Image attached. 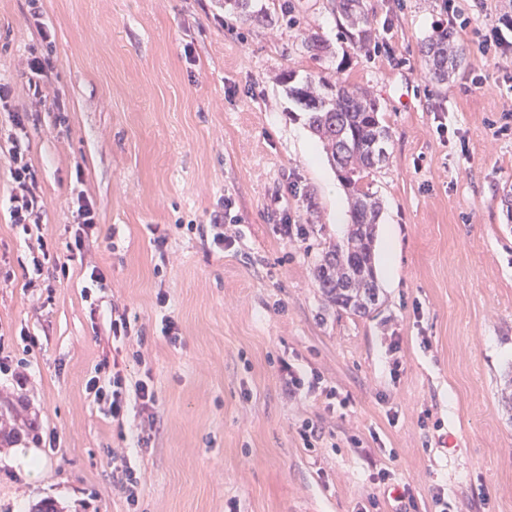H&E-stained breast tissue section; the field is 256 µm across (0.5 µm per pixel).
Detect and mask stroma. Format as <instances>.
I'll use <instances>...</instances> for the list:
<instances>
[{
  "label": "stroma",
  "mask_w": 512,
  "mask_h": 512,
  "mask_svg": "<svg viewBox=\"0 0 512 512\" xmlns=\"http://www.w3.org/2000/svg\"><path fill=\"white\" fill-rule=\"evenodd\" d=\"M364 4L377 38L356 50L334 0H251L250 20L224 0H0V82L27 115L20 132L0 123V200L13 134L43 200L30 236L0 209V358L12 361L0 428L14 435L0 445V512H435L439 489L448 512H512V0H454L470 25L453 31L464 56L444 83L423 61L448 23L442 0ZM43 27L54 47L40 84L56 110L28 92ZM308 36L323 56L304 52ZM286 70L366 90L389 131L365 178L380 207V299L365 316L316 278L350 200L329 189L338 172ZM80 195L101 235L73 259ZM227 199L236 237L220 249L209 222ZM39 244L50 259L31 276ZM94 267L107 286L88 297ZM115 308L130 338L113 339ZM105 360L151 379V413L133 400L123 426L104 415L85 386ZM284 360L345 405L288 394ZM31 451L45 462L35 478L20 462ZM116 454L141 480L136 505Z\"/></svg>",
  "instance_id": "1"
}]
</instances>
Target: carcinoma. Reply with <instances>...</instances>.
<instances>
[{
    "label": "carcinoma",
    "instance_id": "obj_1",
    "mask_svg": "<svg viewBox=\"0 0 512 512\" xmlns=\"http://www.w3.org/2000/svg\"><path fill=\"white\" fill-rule=\"evenodd\" d=\"M338 7L352 45L359 50L370 46L376 31L363 0H338ZM428 53L440 82L448 80L461 64V53L446 28L430 39ZM292 79L294 73L289 71L282 83L288 95L308 112L309 127L326 146L352 204L348 235L326 253L317 278L329 302L365 315L379 300L374 257L379 205L363 180L365 173L386 157L388 133L377 103L367 91L323 76L309 75L299 86L291 84Z\"/></svg>",
    "mask_w": 512,
    "mask_h": 512
}]
</instances>
